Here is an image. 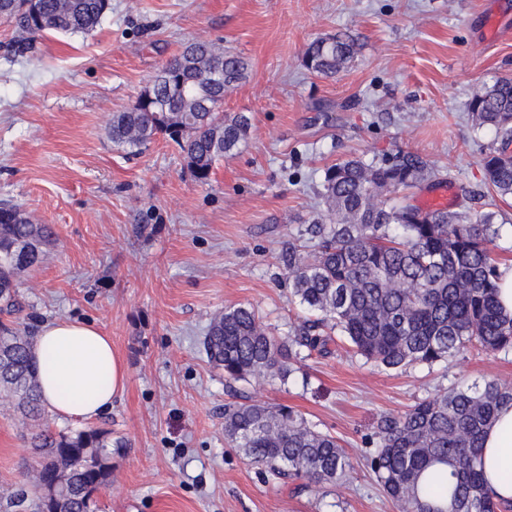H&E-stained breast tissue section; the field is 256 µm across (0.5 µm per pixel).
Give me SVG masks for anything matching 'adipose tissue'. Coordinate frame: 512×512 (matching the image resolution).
I'll list each match as a JSON object with an SVG mask.
<instances>
[{
    "instance_id": "1",
    "label": "adipose tissue",
    "mask_w": 512,
    "mask_h": 512,
    "mask_svg": "<svg viewBox=\"0 0 512 512\" xmlns=\"http://www.w3.org/2000/svg\"><path fill=\"white\" fill-rule=\"evenodd\" d=\"M30 357L43 405L50 416L89 422L111 410L126 385L123 361L112 339L87 320L45 323L35 336ZM482 462L489 486L499 498L512 499V407L501 410L487 430Z\"/></svg>"
}]
</instances>
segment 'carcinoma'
<instances>
[{
	"instance_id": "1",
	"label": "carcinoma",
	"mask_w": 512,
	"mask_h": 512,
	"mask_svg": "<svg viewBox=\"0 0 512 512\" xmlns=\"http://www.w3.org/2000/svg\"><path fill=\"white\" fill-rule=\"evenodd\" d=\"M111 0H40L33 16L25 0H0V17L33 35L91 34ZM357 54L345 32L319 37L303 55L311 74L332 78ZM241 58L213 42L193 41L169 58L150 88L112 115L114 147L141 153L158 137L174 143L193 178L210 180L216 165L248 138L250 118L224 115V91L244 76ZM476 130L491 129L499 147L482 159L495 194L512 197V77L499 76L468 103ZM431 178L427 163L405 152L381 163L348 158L328 166L321 193L325 210L310 225V244L288 243L277 263L292 294L316 318L291 336H276L252 307L215 314L204 337L208 361L224 381L286 382L301 349L329 353L335 336L354 354L391 370L432 366L467 351L512 349V313L498 300L500 211L423 210L411 190ZM54 241L48 224H34L7 200L0 202V404L31 426L38 462L29 472L43 486L55 468L61 486L55 512H95V492L112 471L111 432L52 428L30 361L32 337L21 329L26 308L17 276L42 262ZM512 404V386L487 376L481 383L440 391L400 415L380 418L370 467L400 512H512L484 484L483 439L498 410ZM227 443L275 480L302 481L318 491L348 478L349 458L336 436L316 429L285 404H224Z\"/></svg>"
}]
</instances>
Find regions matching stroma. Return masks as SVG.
<instances>
[{
	"label": "stroma",
	"mask_w": 512,
	"mask_h": 512,
	"mask_svg": "<svg viewBox=\"0 0 512 512\" xmlns=\"http://www.w3.org/2000/svg\"><path fill=\"white\" fill-rule=\"evenodd\" d=\"M340 30L358 40L351 66L310 74L307 45ZM20 38L0 19V200L56 233L20 275L26 323L95 322L126 365L124 391L93 422L126 443L101 512H398L370 469L380 417L487 375L512 384V351L388 371L336 347L287 383L228 385L202 341L211 316L238 304L278 336L306 318L276 257L313 222L327 166L412 151L435 172L416 200L449 189L450 210L484 209L481 160L497 141L473 129L468 100L512 75V0H112L92 34L37 37V63ZM198 39L247 62L224 110L251 118L206 184L171 143L133 156L107 134ZM236 396L292 406L335 435L347 482L300 492L268 480L224 439ZM33 460L28 429L0 406V512H14L17 491L36 499Z\"/></svg>",
	"instance_id": "stroma-1"
}]
</instances>
